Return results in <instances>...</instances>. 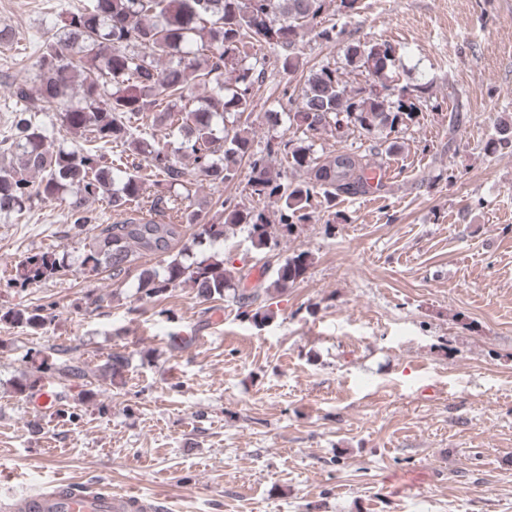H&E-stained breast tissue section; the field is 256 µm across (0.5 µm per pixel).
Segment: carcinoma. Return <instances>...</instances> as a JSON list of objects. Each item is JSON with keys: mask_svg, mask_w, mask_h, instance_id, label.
Returning a JSON list of instances; mask_svg holds the SVG:
<instances>
[{"mask_svg": "<svg viewBox=\"0 0 512 512\" xmlns=\"http://www.w3.org/2000/svg\"><path fill=\"white\" fill-rule=\"evenodd\" d=\"M324 0H88L64 20L63 34L43 41L36 51L37 83L20 78L10 85L16 110L11 147L17 162L0 163V223L52 201L76 188L71 202L73 223L89 225L94 234L80 265L112 277L128 273L143 254L167 256L163 272L144 269L137 288L147 298L188 285L206 301L222 299L233 276L217 259L194 260L182 248L172 254L185 224L199 225L192 246L205 252L237 228L246 231L254 248L275 251L281 242L312 223L317 209L329 212L336 200L367 195L381 182L370 181L377 168L366 154L336 152L331 160L315 155L303 138L254 146L251 127L241 121L255 110L254 88L264 81L267 57L288 75L304 70L300 44L305 35L330 42L335 27L324 25ZM258 47L256 53L248 49ZM396 48L390 43H350L346 66L364 77L353 86L337 68L323 66L304 77L301 92L288 96V120L302 132L325 130L336 137L355 129L385 134L386 150L418 115L421 96L395 90L392 69ZM209 94L196 96L200 85ZM63 116L83 143L65 149L32 114L27 104ZM181 137L182 155L209 182H230L240 165L250 169L248 186L256 205L241 208L221 202L224 223L208 224L196 211L158 195L150 202L172 215L166 224L142 209L143 167L168 189L185 182L186 168L158 130ZM485 150L512 154V119L499 118ZM280 161V168L272 165ZM107 199L114 224H98L84 203ZM275 220H269L268 209ZM306 251L286 256L270 284L235 295L241 315L266 321L272 312L249 310L270 292H284L307 274ZM64 261L36 254L16 268L20 286L55 275ZM42 329L40 309H9L0 322Z\"/></svg>", "mask_w": 512, "mask_h": 512, "instance_id": "carcinoma-1", "label": "carcinoma"}]
</instances>
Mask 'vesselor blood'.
I'll return each instance as SVG.
<instances>
[{"label": "vessel or blood", "mask_w": 512, "mask_h": 512, "mask_svg": "<svg viewBox=\"0 0 512 512\" xmlns=\"http://www.w3.org/2000/svg\"><path fill=\"white\" fill-rule=\"evenodd\" d=\"M15 512H166L162 498L110 491L92 494L75 482L51 481L38 490L16 494Z\"/></svg>", "instance_id": "b4317fda"}]
</instances>
